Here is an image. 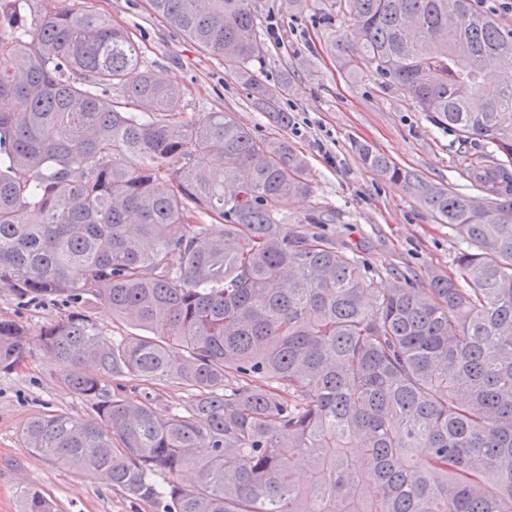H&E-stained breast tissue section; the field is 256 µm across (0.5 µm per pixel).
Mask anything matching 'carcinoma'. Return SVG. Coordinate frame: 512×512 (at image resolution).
Instances as JSON below:
<instances>
[{"mask_svg": "<svg viewBox=\"0 0 512 512\" xmlns=\"http://www.w3.org/2000/svg\"><path fill=\"white\" fill-rule=\"evenodd\" d=\"M148 2L288 126V82L252 69L267 44L251 0ZM339 3L348 66L491 147L471 163L480 193L463 194L356 146L468 245L425 286L392 269L377 288L354 250L288 229L307 161L228 112L187 118L110 19L0 0V288L97 299L150 331L107 344L74 311L38 329L92 417H32V453L162 512H512V84L485 82L512 68V28L471 0ZM29 345L0 320V370ZM118 377L188 387L187 413L112 390Z\"/></svg>", "mask_w": 512, "mask_h": 512, "instance_id": "cac0c4a2", "label": "carcinoma"}]
</instances>
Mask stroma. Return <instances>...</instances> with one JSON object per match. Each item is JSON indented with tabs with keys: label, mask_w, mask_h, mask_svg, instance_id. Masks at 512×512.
<instances>
[{
	"label": "stroma",
	"mask_w": 512,
	"mask_h": 512,
	"mask_svg": "<svg viewBox=\"0 0 512 512\" xmlns=\"http://www.w3.org/2000/svg\"><path fill=\"white\" fill-rule=\"evenodd\" d=\"M56 5L87 7L126 29L145 65L180 87L187 117L224 110L259 137L288 139L312 174L310 195L284 211L291 230L312 229L337 248L358 250L379 272L395 268L425 282L433 273L453 270L459 239L416 194L367 168L354 145L369 144L419 180L468 194L477 190L468 165L484 144L436 126L402 90L372 71H347L343 62L353 54L345 40L351 21L336 0H307L290 12L279 8L278 0H252L269 47L255 68L269 84L287 81L280 102L290 117L285 127L253 108L247 89L222 58L156 19L146 0H56ZM316 213L325 216V223L310 225ZM69 310L58 298L28 303L0 288V320L17 321L32 332ZM36 413L85 418L90 410L65 388L53 357L35 345L18 367L0 370V512H19L24 487L53 499L60 512H159L31 453L19 431Z\"/></svg>",
	"instance_id": "stroma-1"
}]
</instances>
